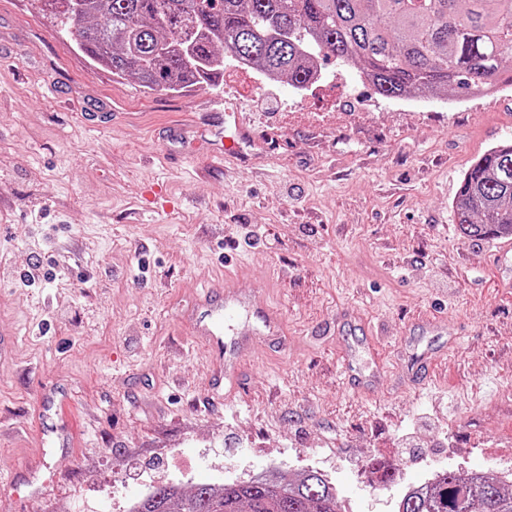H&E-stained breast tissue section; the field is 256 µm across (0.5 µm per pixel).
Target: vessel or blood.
<instances>
[{
	"instance_id": "1",
	"label": "vessel or blood",
	"mask_w": 512,
	"mask_h": 512,
	"mask_svg": "<svg viewBox=\"0 0 512 512\" xmlns=\"http://www.w3.org/2000/svg\"><path fill=\"white\" fill-rule=\"evenodd\" d=\"M225 127L232 136L224 140V158L239 155L242 144L248 143L252 129L241 113L224 115ZM255 284L242 277H228L221 293H206L195 304L194 333L208 351L224 354V376L236 380L240 372V355L247 345L259 336L283 339L287 330L280 308L265 303L254 306Z\"/></svg>"
}]
</instances>
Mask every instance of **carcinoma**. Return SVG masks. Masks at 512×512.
Returning a JSON list of instances; mask_svg holds the SVG:
<instances>
[{
	"label": "carcinoma",
	"mask_w": 512,
	"mask_h": 512,
	"mask_svg": "<svg viewBox=\"0 0 512 512\" xmlns=\"http://www.w3.org/2000/svg\"><path fill=\"white\" fill-rule=\"evenodd\" d=\"M75 27L92 65L135 77L151 92L212 85L224 55L264 77L307 89L331 60L350 65L386 98L446 90L478 96L512 85V0H38ZM454 212L463 237L512 236V144L466 172ZM137 512H340L336 487L314 470L293 481L255 477L154 488ZM397 512H512V493L484 475L439 470L406 492Z\"/></svg>",
	"instance_id": "carcinoma-1"
}]
</instances>
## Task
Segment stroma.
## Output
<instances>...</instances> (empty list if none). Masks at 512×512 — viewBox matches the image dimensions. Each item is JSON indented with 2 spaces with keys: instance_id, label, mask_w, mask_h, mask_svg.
<instances>
[{
  "instance_id": "obj_1",
  "label": "stroma",
  "mask_w": 512,
  "mask_h": 512,
  "mask_svg": "<svg viewBox=\"0 0 512 512\" xmlns=\"http://www.w3.org/2000/svg\"><path fill=\"white\" fill-rule=\"evenodd\" d=\"M324 72L299 91L229 65L219 86L149 92L33 0H0V512L307 470L341 512H396L442 468L505 479L506 241L462 237L453 201L512 142V86L415 108ZM228 102L260 144L217 166ZM242 268L288 342L259 339L229 402L187 314Z\"/></svg>"
}]
</instances>
